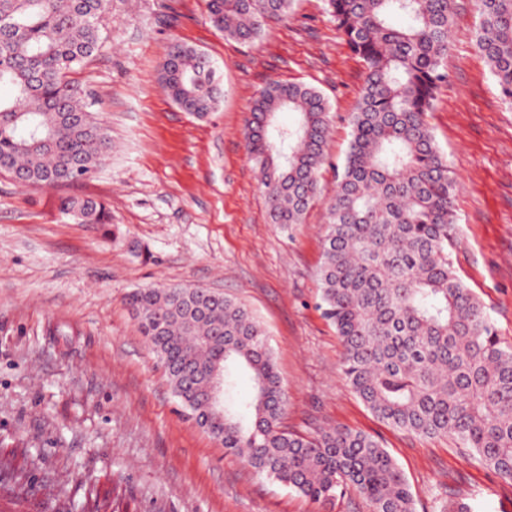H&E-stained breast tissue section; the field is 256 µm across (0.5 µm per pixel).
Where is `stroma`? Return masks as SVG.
Wrapping results in <instances>:
<instances>
[{
    "label": "stroma",
    "instance_id": "stroma-1",
    "mask_svg": "<svg viewBox=\"0 0 512 512\" xmlns=\"http://www.w3.org/2000/svg\"><path fill=\"white\" fill-rule=\"evenodd\" d=\"M448 78L427 120L460 184L454 266L512 343V109L474 40L478 0H452ZM111 43L77 80L96 101L112 150L91 177L22 187L0 173V512H78L76 484L117 490L128 512H323L257 474L187 416L126 303L148 284L209 288L263 323L288 430L328 427L380 440L417 512L443 498L512 512V485L452 440L379 421L345 384L343 349L318 307L325 209L281 230L269 221L245 142L268 83L305 82L330 105L323 199L336 189L364 64L326 11L295 0L253 43L224 37L206 0H112ZM204 51L223 90L199 119L163 92L173 43ZM108 204L112 224H77L62 198Z\"/></svg>",
    "mask_w": 512,
    "mask_h": 512
}]
</instances>
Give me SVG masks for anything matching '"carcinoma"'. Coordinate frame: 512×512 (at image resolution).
Instances as JSON below:
<instances>
[{"mask_svg":"<svg viewBox=\"0 0 512 512\" xmlns=\"http://www.w3.org/2000/svg\"><path fill=\"white\" fill-rule=\"evenodd\" d=\"M293 0H207L224 35L256 42ZM110 0H0V172L23 187H53L91 174L111 139L70 78L106 44ZM336 29L366 66L365 85L336 191L326 205L320 308L344 353L342 379L380 421L425 438L450 437L512 482V344L501 342L464 285L453 243L457 183L426 120L452 22L451 0H327ZM475 46L512 106V0H480ZM406 19L402 26L394 16ZM164 91L198 119L222 90L207 55L175 43L160 64ZM299 114L294 128L279 112ZM330 110L305 83L272 82L246 127L272 223L300 224L318 199ZM78 224L112 223L106 205L66 197ZM126 303L165 369L175 397L258 474L315 503L357 492L372 512H416L408 482L375 438L346 429H284L288 399L262 325L224 295L201 287L136 288ZM224 369V424L206 398ZM253 393L234 398L238 371Z\"/></svg>","mask_w":512,"mask_h":512,"instance_id":"1","label":"carcinoma"}]
</instances>
